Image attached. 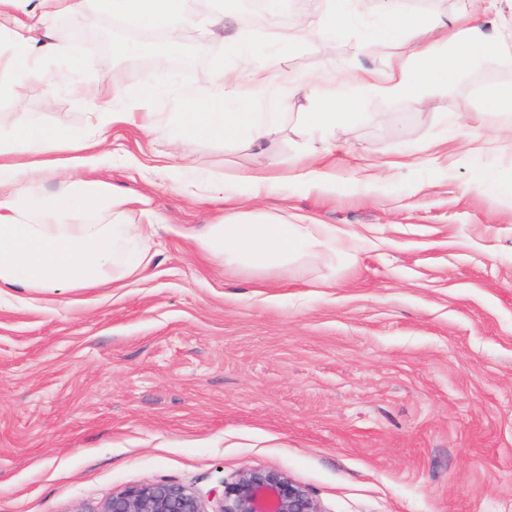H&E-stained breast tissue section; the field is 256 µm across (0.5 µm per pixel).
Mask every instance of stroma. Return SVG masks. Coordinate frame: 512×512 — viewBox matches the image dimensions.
<instances>
[{
	"label": "stroma",
	"mask_w": 512,
	"mask_h": 512,
	"mask_svg": "<svg viewBox=\"0 0 512 512\" xmlns=\"http://www.w3.org/2000/svg\"><path fill=\"white\" fill-rule=\"evenodd\" d=\"M330 6L295 0L258 27L238 10L220 38L216 7L187 0L193 24L172 45L87 0L57 17L46 81L0 96L14 125L77 132L94 120L80 83L131 94L151 74L167 89L153 110L180 139L171 157L113 125L93 171L154 227L142 274L0 302V512H96L158 481L205 496L251 468L285 473L323 512H512V57L474 53L401 98L356 92L347 133L325 139L291 83L347 88L356 68L443 41H383L374 10L328 41L286 40ZM115 28L121 52L70 37ZM256 66L272 77L259 102L280 115L269 149L292 177L251 206L356 234L350 259L256 269L194 251L189 232L224 212L204 179L248 171L253 150L180 126L182 98ZM479 125L493 137L476 145ZM313 147L330 163L306 176L296 159ZM489 165L500 187L480 185Z\"/></svg>",
	"instance_id": "obj_1"
}]
</instances>
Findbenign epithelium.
Masks as SVG:
<instances>
[{"label": "benign epithelium", "instance_id": "obj_1", "mask_svg": "<svg viewBox=\"0 0 512 512\" xmlns=\"http://www.w3.org/2000/svg\"><path fill=\"white\" fill-rule=\"evenodd\" d=\"M97 512H322L310 492L281 471L246 470L204 499L192 486L155 482L113 494Z\"/></svg>", "mask_w": 512, "mask_h": 512}]
</instances>
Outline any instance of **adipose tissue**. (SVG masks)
<instances>
[{
	"label": "adipose tissue",
	"mask_w": 512,
	"mask_h": 512,
	"mask_svg": "<svg viewBox=\"0 0 512 512\" xmlns=\"http://www.w3.org/2000/svg\"><path fill=\"white\" fill-rule=\"evenodd\" d=\"M85 0H0V16L11 18L10 30H0L6 45L12 82L45 77L44 60L60 41L54 27L58 13H77ZM185 0H101L103 7L136 26L163 25L170 39H178L181 25L189 24ZM486 0H463L449 19H422L401 7V0H382L380 38L396 42L414 33L440 28L448 44L458 49L448 59L430 45L396 58L384 74L361 70L355 77L359 89L386 96H406L417 86L450 80L466 66L473 51L487 50L512 55V40L485 32ZM212 92L192 97L183 121L209 138H223L233 129L246 127L256 149L253 168L243 174L253 196H265L276 183L273 161L264 144L278 115L245 105L235 94L240 75L234 70L216 71ZM163 87L145 76L135 95L105 90L102 84L80 85L79 95L93 109L96 121L80 134L42 133L8 123L0 115V292L22 288L30 292L66 286L84 288L119 280L144 268L153 257L149 225L128 219L130 199L114 193L109 185L73 173L90 167L106 142L113 123L140 121L161 139L165 126L148 113V106ZM223 111H214L215 103ZM312 124L332 131L354 104L351 92L315 93L309 97ZM61 179L65 188L50 197L37 196L46 180ZM196 253L208 260H249L263 266L306 253L335 259L347 252L349 234L332 224H293L287 217L257 214L235 208L221 222L191 233Z\"/></svg>",
	"instance_id": "ef3b65f1"
}]
</instances>
